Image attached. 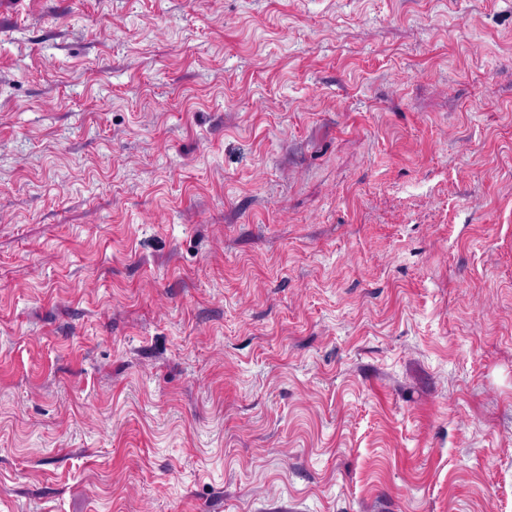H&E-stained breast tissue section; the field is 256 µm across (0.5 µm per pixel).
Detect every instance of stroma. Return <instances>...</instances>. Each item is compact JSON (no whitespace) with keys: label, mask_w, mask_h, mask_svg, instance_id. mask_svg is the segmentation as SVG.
Here are the masks:
<instances>
[{"label":"stroma","mask_w":512,"mask_h":512,"mask_svg":"<svg viewBox=\"0 0 512 512\" xmlns=\"http://www.w3.org/2000/svg\"><path fill=\"white\" fill-rule=\"evenodd\" d=\"M512 512V0H0V512Z\"/></svg>","instance_id":"1"}]
</instances>
